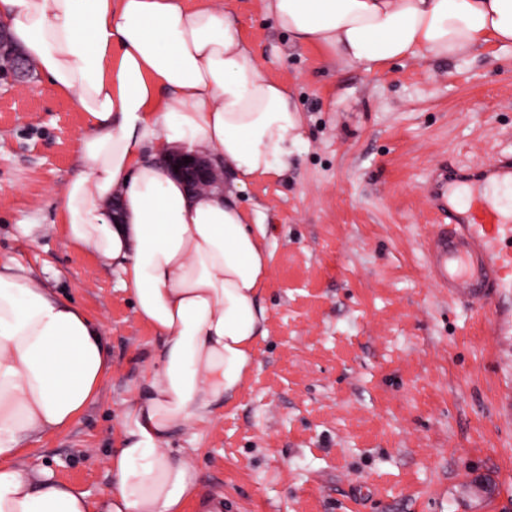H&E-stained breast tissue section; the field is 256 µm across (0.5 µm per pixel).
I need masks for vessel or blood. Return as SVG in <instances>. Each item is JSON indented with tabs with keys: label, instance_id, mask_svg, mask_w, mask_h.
<instances>
[{
	"label": "vessel or blood",
	"instance_id": "1",
	"mask_svg": "<svg viewBox=\"0 0 512 512\" xmlns=\"http://www.w3.org/2000/svg\"><path fill=\"white\" fill-rule=\"evenodd\" d=\"M426 193L441 220L425 241L427 273L449 296L494 299L498 327L512 329V157L476 171H441Z\"/></svg>",
	"mask_w": 512,
	"mask_h": 512
}]
</instances>
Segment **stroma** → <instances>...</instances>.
Returning <instances> with one entry per match:
<instances>
[{
	"label": "stroma",
	"mask_w": 512,
	"mask_h": 512,
	"mask_svg": "<svg viewBox=\"0 0 512 512\" xmlns=\"http://www.w3.org/2000/svg\"><path fill=\"white\" fill-rule=\"evenodd\" d=\"M228 5L303 111L304 141L238 198L271 254L255 367L172 447L193 449L198 491L228 512H512V335L490 303L435 286L424 249L437 169L512 154V47L367 71L288 39L264 0ZM82 133L76 99L46 78L0 88V256L102 320L112 357L96 401L25 461L94 496L159 338L53 227Z\"/></svg>",
	"instance_id": "1"
}]
</instances>
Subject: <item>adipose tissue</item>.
<instances>
[{
  "label": "adipose tissue",
  "mask_w": 512,
  "mask_h": 512,
  "mask_svg": "<svg viewBox=\"0 0 512 512\" xmlns=\"http://www.w3.org/2000/svg\"><path fill=\"white\" fill-rule=\"evenodd\" d=\"M37 73L84 114L81 171L62 189L67 240L117 274L160 344L119 420L96 499L28 445L68 428L112 370L104 324L0 260V512H184L195 471L173 432L210 424L244 385L264 337L270 252L236 203L287 170L304 115L269 80L229 7L208 0H1ZM276 27L330 62L365 70L409 57L512 46V0H269ZM208 156L231 189L191 192L166 164ZM119 200L112 222L108 207Z\"/></svg>",
  "instance_id": "obj_1"
}]
</instances>
